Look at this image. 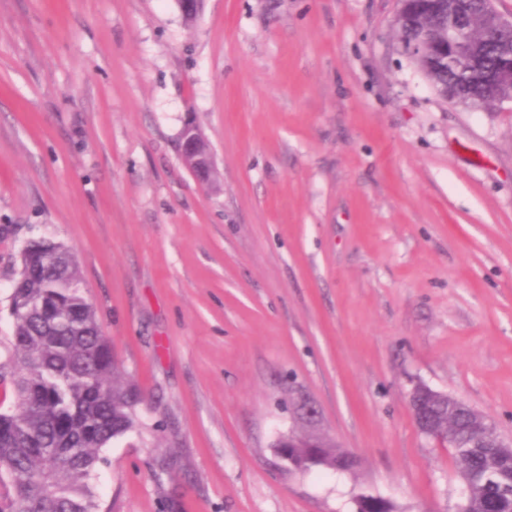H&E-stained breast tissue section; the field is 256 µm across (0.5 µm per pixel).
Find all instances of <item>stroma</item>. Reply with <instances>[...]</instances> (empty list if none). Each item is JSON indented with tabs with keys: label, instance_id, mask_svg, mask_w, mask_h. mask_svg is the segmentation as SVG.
Instances as JSON below:
<instances>
[{
	"label": "stroma",
	"instance_id": "1",
	"mask_svg": "<svg viewBox=\"0 0 512 512\" xmlns=\"http://www.w3.org/2000/svg\"><path fill=\"white\" fill-rule=\"evenodd\" d=\"M398 0H0V353L27 241L73 249L142 392L100 512H454L415 385L512 439V104L444 99ZM195 121L215 188L178 153ZM360 465L288 470V402Z\"/></svg>",
	"mask_w": 512,
	"mask_h": 512
}]
</instances>
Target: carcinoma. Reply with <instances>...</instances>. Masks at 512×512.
Instances as JSON below:
<instances>
[{"instance_id":"carcinoma-1","label":"carcinoma","mask_w":512,"mask_h":512,"mask_svg":"<svg viewBox=\"0 0 512 512\" xmlns=\"http://www.w3.org/2000/svg\"><path fill=\"white\" fill-rule=\"evenodd\" d=\"M416 10L397 18L402 47L427 36L444 53L429 71L442 89L475 108L497 102L490 76L512 54V33L490 44L482 33L483 0H453L468 22L460 43L448 47V11ZM21 269L11 300L12 338L0 362V512H98L90 486L101 451L134 432L142 396L115 361L96 311L85 297L73 251L36 240L20 254ZM460 435L452 454L469 495L456 512H512V452L489 448L482 423L466 403L454 414ZM310 467L338 472L347 451L289 448ZM357 512H394L389 501L363 495Z\"/></svg>"}]
</instances>
